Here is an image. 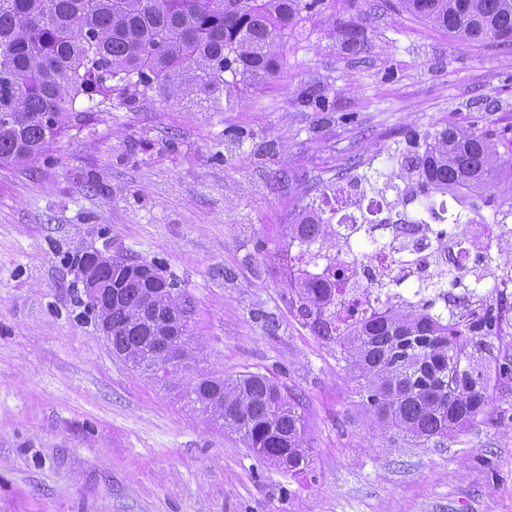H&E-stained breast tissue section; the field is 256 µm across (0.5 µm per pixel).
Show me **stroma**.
I'll list each match as a JSON object with an SVG mask.
<instances>
[{
	"mask_svg": "<svg viewBox=\"0 0 512 512\" xmlns=\"http://www.w3.org/2000/svg\"><path fill=\"white\" fill-rule=\"evenodd\" d=\"M285 41L275 77L223 111L116 102L38 160L0 165V512H512V307L489 416L443 447L389 440L298 311L287 231L406 131L489 128L511 155L512 47L462 43L399 0H334ZM85 251L156 267L191 297L199 372L297 398L306 473L259 463L193 410L187 376L164 388L114 355L84 312Z\"/></svg>",
	"mask_w": 512,
	"mask_h": 512,
	"instance_id": "1",
	"label": "stroma"
}]
</instances>
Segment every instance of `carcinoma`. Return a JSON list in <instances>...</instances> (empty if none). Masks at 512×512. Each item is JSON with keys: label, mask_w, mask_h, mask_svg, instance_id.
<instances>
[{"label": "carcinoma", "mask_w": 512, "mask_h": 512, "mask_svg": "<svg viewBox=\"0 0 512 512\" xmlns=\"http://www.w3.org/2000/svg\"><path fill=\"white\" fill-rule=\"evenodd\" d=\"M406 12L459 41L484 47L512 45V0H401ZM329 8L328 0H0V163L37 159L49 141L81 129L87 111L149 93L205 95L213 108L231 101L238 85L272 79L283 63L284 38L304 13ZM409 149L390 154L383 187L372 176L359 181L378 195L388 190L387 223L410 224L412 213L437 196L469 208L467 224L504 223L512 215V159L496 153L491 130L446 126ZM487 208L486 217L481 210ZM288 225V238L316 243L330 260L350 250L324 210ZM77 261L92 276L118 283L117 296L87 307L110 330L112 351L166 385L178 373L195 372L198 349L191 302L157 269L120 257ZM325 281L306 273L291 278L299 313L315 335L340 345L361 402L381 431L420 445L446 444L487 414L490 378L478 361H493L503 345L499 315L487 306L468 322L434 316L430 303L390 302L344 331L337 325L336 265ZM185 318L183 366L170 371L145 358L146 349ZM190 403L234 432L256 459L294 474L305 472L312 446L296 399L256 374L226 378L196 375L186 390Z\"/></svg>", "instance_id": "cac0c4a2"}]
</instances>
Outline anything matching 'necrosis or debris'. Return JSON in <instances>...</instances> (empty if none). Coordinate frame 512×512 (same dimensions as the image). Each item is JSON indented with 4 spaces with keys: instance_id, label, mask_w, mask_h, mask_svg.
I'll return each mask as SVG.
<instances>
[{
    "instance_id": "necrosis-or-debris-1",
    "label": "necrosis or debris",
    "mask_w": 512,
    "mask_h": 512,
    "mask_svg": "<svg viewBox=\"0 0 512 512\" xmlns=\"http://www.w3.org/2000/svg\"><path fill=\"white\" fill-rule=\"evenodd\" d=\"M379 198L370 197L361 204H345L344 196L332 193L328 196V208L338 209L343 222L340 232L354 241L379 240L385 242L386 250L373 254L371 259L362 261L353 256L337 258V265L346 269L347 279L390 280L398 284V293L403 299L431 296L434 308L440 314L469 321L481 312V304L488 299L489 289L478 283L474 270L492 260L505 232L504 225L472 224L460 229L457 219L459 212L455 201H439L432 214H421L415 224H367L364 216L378 210ZM442 218L448 233V254L440 256V245L431 216ZM448 263L458 269L457 277L449 279L442 287L436 288L427 275L428 269L439 263ZM384 301L377 288L344 290L336 295V306L346 324L354 325L383 306Z\"/></svg>"
}]
</instances>
